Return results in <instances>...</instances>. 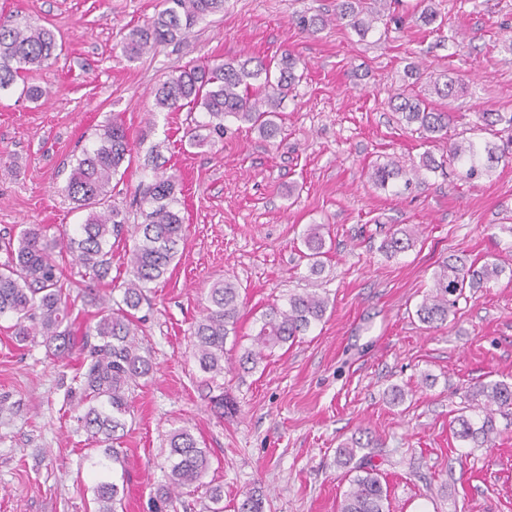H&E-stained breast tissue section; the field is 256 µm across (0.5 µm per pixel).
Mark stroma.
Wrapping results in <instances>:
<instances>
[{
  "mask_svg": "<svg viewBox=\"0 0 512 512\" xmlns=\"http://www.w3.org/2000/svg\"><path fill=\"white\" fill-rule=\"evenodd\" d=\"M415 0L382 11L359 36L333 21L314 34L300 16L331 15L336 0H225L223 13L200 21L187 39L130 61L124 36L162 8V0H0V13L36 20L63 45L51 68L29 74L49 88L37 102L19 91L0 96V235L45 226L48 235L82 223L62 189L75 159L101 125L115 119L135 145L112 203L130 223L144 215L136 189L151 172L149 151L178 178L187 225L181 258L139 309L140 340L153 371L134 388L127 432L113 478L125 487L124 512H150L163 479L167 435L185 426L210 455L208 479L224 488V512L262 488L265 512H337L348 482L336 450L357 439L388 491L389 512H512V418L495 415L494 446L452 434L466 387L512 381V162L470 183L455 168L424 170L411 186L372 184L369 166H418L441 157L447 141L427 142L401 121L390 97L404 68L448 72L466 83L452 101V137L512 144V127L476 130L482 112L512 113V0H432L441 29L414 17ZM305 68L281 103L271 140L228 119L223 139L187 144L202 110L155 111L160 79L192 64L260 57L277 66L284 52ZM323 227L321 274L301 256L304 230ZM416 233L394 257L380 250L396 228ZM132 241L112 249L110 277L93 283L66 264L75 301L74 332L100 310L83 291L109 297L128 277ZM496 258L507 274L468 292L440 329L416 309L444 259ZM232 280L242 304L224 346V391L235 413L217 416L191 357L192 325L213 282ZM327 296L324 319L247 371L238 364L262 315L289 294ZM0 319V512H93L97 475L76 417L72 392L82 357L58 363L41 344L18 343ZM404 393L392 402V387Z\"/></svg>",
  "mask_w": 512,
  "mask_h": 512,
  "instance_id": "obj_1",
  "label": "stroma"
}]
</instances>
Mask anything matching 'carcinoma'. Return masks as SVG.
<instances>
[{
    "label": "carcinoma",
    "mask_w": 512,
    "mask_h": 512,
    "mask_svg": "<svg viewBox=\"0 0 512 512\" xmlns=\"http://www.w3.org/2000/svg\"><path fill=\"white\" fill-rule=\"evenodd\" d=\"M224 11V0H164V9L146 25L135 28L124 38L123 53L133 61L158 44L185 38L191 29L211 15ZM378 11L363 6V0H336V21L358 33L373 29ZM58 44L54 32L35 21L19 23L0 16V92L12 89L17 80L34 69L51 65L57 58ZM301 60L291 53L281 55L278 75L271 77L269 68L256 58L241 62H224L213 66L188 65L179 74L159 83L154 94L155 108L175 112L187 106L205 112L207 121L201 128L208 137L191 132L188 143L200 146L208 138H224L225 121L234 118L258 129L267 139L281 132L277 122L281 99L298 79ZM429 84L444 101L463 93V80L455 73L437 77ZM393 108L406 124L418 125L425 138L437 141L448 138L453 122L447 108L428 106L423 99L399 93ZM132 143L122 124L109 122L98 129L91 147L82 150L70 170L63 192L86 213L83 223L63 236L47 235L39 224L21 229L4 244L6 260L0 263V318L10 316L16 341L22 344L42 342L57 358L71 354L72 305L70 293L62 282V268L57 258L66 255L97 279L108 277L112 266V240L126 232L127 218L110 202L112 178L125 161L131 160ZM506 157L505 150L489 141L471 138L448 143V162L458 164L465 176L477 180L487 175L495 163ZM419 169L409 170L392 162L376 166L369 173L373 184L386 187L402 179L408 185L418 177ZM176 176L154 168L152 179L139 189V205L147 209L146 223L135 226V244L127 263L129 278L119 287L120 299L104 307L98 319L86 327L84 336L97 343L84 347L85 354L73 377L81 400L87 403L77 416V429L88 438L110 440L126 428L130 414V393L138 380L152 372L150 358L142 354L138 342L141 319L135 316L152 285L167 274L176 260L180 243L185 241L186 227L181 210L176 208ZM302 241L313 273L322 270L326 254L321 225L311 224ZM413 233L398 229L381 246L388 257L413 247ZM502 266L495 260L478 265L461 259L443 261L434 273L433 286L416 310L418 319L432 327L448 322L466 289L482 288L499 278ZM207 305L193 326V358L203 374L201 384L213 410L224 417V345L235 332L239 312V294L235 284L226 279L209 288ZM328 299L317 293L289 295L283 306H273L261 318L252 347L245 349L239 365L252 368L263 362L275 349L306 334L321 321ZM465 409L484 413L480 425L464 414L453 418L449 427L453 435L490 446L498 435L491 407L512 416V383L481 382L466 391ZM168 471L158 485L153 499L154 512H169L181 490L195 485L206 487V497L213 504L209 512H223V486L204 482L209 458L200 441L185 426L173 428L168 435ZM358 440L337 449V465L346 469L349 488L343 494L339 512H386L387 491L372 466L354 463ZM95 512H119L123 496L119 486L104 478L94 488ZM238 512H264V495L249 491Z\"/></svg>",
    "instance_id": "1"
}]
</instances>
